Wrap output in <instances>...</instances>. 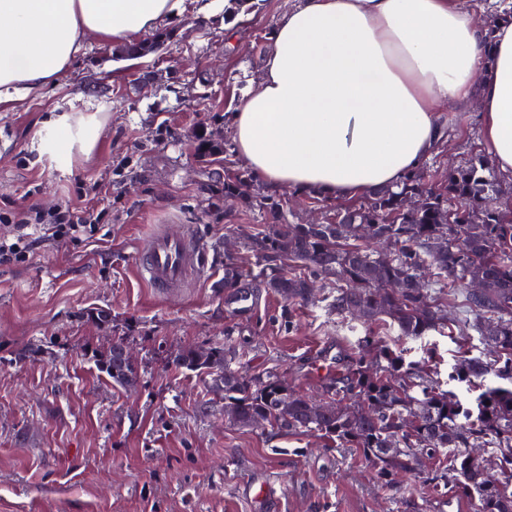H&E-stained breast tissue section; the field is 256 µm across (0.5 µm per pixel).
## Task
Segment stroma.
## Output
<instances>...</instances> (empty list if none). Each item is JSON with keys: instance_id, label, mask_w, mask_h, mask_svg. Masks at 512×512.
I'll return each mask as SVG.
<instances>
[{"instance_id": "stroma-1", "label": "stroma", "mask_w": 512, "mask_h": 512, "mask_svg": "<svg viewBox=\"0 0 512 512\" xmlns=\"http://www.w3.org/2000/svg\"><path fill=\"white\" fill-rule=\"evenodd\" d=\"M297 0H260L244 26L223 8L164 23L171 37L131 59L85 38L72 66L39 94L0 103V216L68 207L101 215L94 237L45 240L0 265V512H256L243 492L274 481L275 512H471L466 500L431 497L422 478L382 487L352 448L313 434L284 435L224 416L210 376L177 368L185 347L223 346L247 380L273 374L321 398L326 379L364 333L327 314L321 295L286 301L254 282L253 312L224 306V244L252 261L257 209L224 198L228 116L259 80L280 17ZM98 113L90 155L58 162L46 138L54 116ZM451 131L424 162L446 178L485 152L477 99L447 107ZM193 232L204 276L163 297L136 272L138 249L157 230ZM99 308L107 323L91 322ZM131 349L133 389L101 373L96 355Z\"/></svg>"}]
</instances>
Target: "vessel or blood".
Instances as JSON below:
<instances>
[{
  "instance_id": "obj_1",
  "label": "vessel or blood",
  "mask_w": 512,
  "mask_h": 512,
  "mask_svg": "<svg viewBox=\"0 0 512 512\" xmlns=\"http://www.w3.org/2000/svg\"><path fill=\"white\" fill-rule=\"evenodd\" d=\"M136 269L151 288L172 295L190 287L202 275L204 263L193 234L173 236L159 231L148 247L138 252ZM224 303L233 311L246 313L254 309L256 296L251 288H240L226 294Z\"/></svg>"
}]
</instances>
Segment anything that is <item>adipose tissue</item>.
Returning <instances> with one entry per match:
<instances>
[{"instance_id": "obj_1", "label": "adipose tissue", "mask_w": 512, "mask_h": 512, "mask_svg": "<svg viewBox=\"0 0 512 512\" xmlns=\"http://www.w3.org/2000/svg\"><path fill=\"white\" fill-rule=\"evenodd\" d=\"M186 0H0V102L39 91L87 35L131 43ZM261 78L232 114L241 161L272 193L336 202L396 185L434 151L444 105L480 94L483 138L512 176V22L486 33L460 0H299L274 32ZM63 158L91 152L102 122L56 120Z\"/></svg>"}]
</instances>
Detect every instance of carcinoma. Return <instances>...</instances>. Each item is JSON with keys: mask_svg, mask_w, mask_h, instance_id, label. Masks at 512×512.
Returning <instances> with one entry per match:
<instances>
[{"mask_svg": "<svg viewBox=\"0 0 512 512\" xmlns=\"http://www.w3.org/2000/svg\"><path fill=\"white\" fill-rule=\"evenodd\" d=\"M166 38L160 32L122 53L147 56ZM503 181L476 153L446 180L430 181L415 170L393 189L337 208L323 224H290L278 200L249 193V174L224 171V198L256 207L269 220L249 238L254 264L224 256L225 292L259 279L293 301L327 286L325 307L337 318L381 322L419 344L421 356L362 336L344 372L325 385L328 402L288 389L275 375L246 381L218 348H186L176 365L212 376L225 412L238 424L315 433L338 448H355L385 488L426 455L433 470L424 482L433 492L460 496L473 512H512V488L503 494L488 484L469 454L485 449L493 475L512 481V205H499ZM363 227L370 230L366 238ZM473 277L486 285L479 295L467 288ZM449 286L465 294L473 315L456 330L447 327L440 298ZM437 334L463 346L476 338L481 350L462 349L443 378L432 340ZM122 347L112 344L97 365L113 384L130 387L138 375L118 359Z\"/></svg>", "mask_w": 512, "mask_h": 512, "instance_id": "carcinoma-1", "label": "carcinoma"}]
</instances>
